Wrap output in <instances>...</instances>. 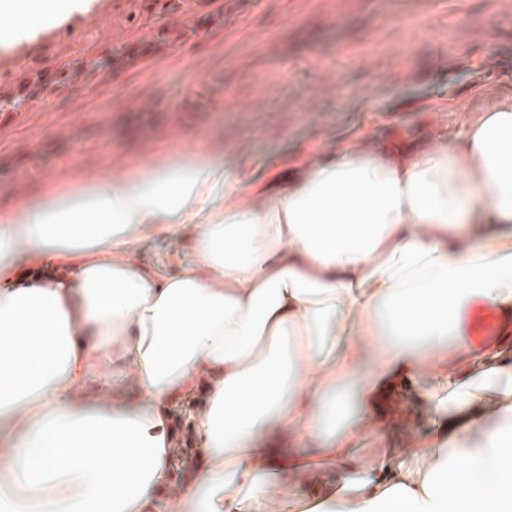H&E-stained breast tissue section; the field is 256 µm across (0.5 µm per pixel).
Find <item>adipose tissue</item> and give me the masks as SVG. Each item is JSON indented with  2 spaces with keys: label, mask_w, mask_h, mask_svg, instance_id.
<instances>
[{
  "label": "adipose tissue",
  "mask_w": 512,
  "mask_h": 512,
  "mask_svg": "<svg viewBox=\"0 0 512 512\" xmlns=\"http://www.w3.org/2000/svg\"><path fill=\"white\" fill-rule=\"evenodd\" d=\"M87 11L0 0L17 39ZM253 185L207 150L0 208V512H163L174 405L195 394L178 512H273L292 476L290 512H512V100L434 149L348 145L243 204ZM188 225L178 273L132 261ZM429 365L444 382L409 417L445 418L415 444L378 405ZM99 369L106 409L86 396ZM375 422L398 444L358 466Z\"/></svg>",
  "instance_id": "1"
}]
</instances>
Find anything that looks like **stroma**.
Returning <instances> with one entry per match:
<instances>
[{
  "label": "stroma",
  "instance_id": "35a3bbf8",
  "mask_svg": "<svg viewBox=\"0 0 512 512\" xmlns=\"http://www.w3.org/2000/svg\"><path fill=\"white\" fill-rule=\"evenodd\" d=\"M126 2L90 0L91 42H0L7 67L23 46L48 67L127 51L0 116V206L206 149L245 175L344 141L433 145L512 99V0H190L133 19ZM192 234L136 246L134 258L178 273Z\"/></svg>",
  "mask_w": 512,
  "mask_h": 512
}]
</instances>
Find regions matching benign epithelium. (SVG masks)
<instances>
[{
  "label": "benign epithelium",
  "instance_id": "7a95c632",
  "mask_svg": "<svg viewBox=\"0 0 512 512\" xmlns=\"http://www.w3.org/2000/svg\"><path fill=\"white\" fill-rule=\"evenodd\" d=\"M114 56L89 53L84 55L76 68L67 65L57 67H41L37 70V80L20 85L17 90L7 96H0V114L15 116L25 111L29 102L44 91L61 93L73 82L75 76L109 69Z\"/></svg>",
  "mask_w": 512,
  "mask_h": 512
}]
</instances>
